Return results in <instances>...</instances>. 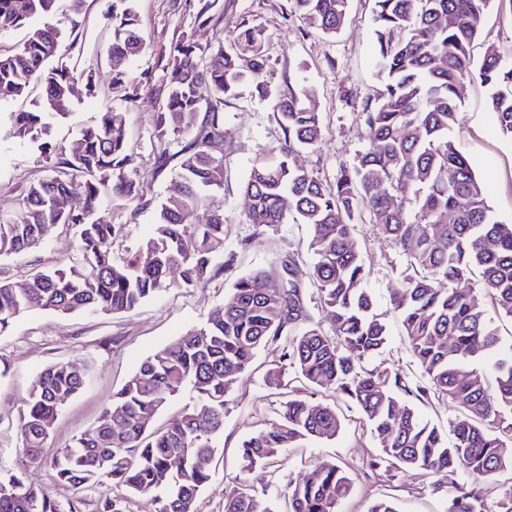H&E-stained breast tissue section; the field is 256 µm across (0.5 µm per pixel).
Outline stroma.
<instances>
[{"instance_id":"1","label":"stroma","mask_w":512,"mask_h":512,"mask_svg":"<svg viewBox=\"0 0 512 512\" xmlns=\"http://www.w3.org/2000/svg\"><path fill=\"white\" fill-rule=\"evenodd\" d=\"M197 0H134L141 28L149 44L142 55L125 62L120 84H113L115 70L109 54L112 44V0H60L52 16L34 17L31 27H56L63 44L72 45V59L93 65L95 90L77 85L74 117L53 122L51 143L73 149L82 125L94 123L105 107L123 112L128 135L144 177L147 197L158 199L171 186L169 173H156L158 145L156 111L164 98L165 66L171 46L182 32L192 33L201 45L231 41L242 25L264 29L268 58L265 79L272 91L284 93L305 87L314 90V105L322 123L317 148L294 154L297 166L323 183L331 184L342 165L353 162L370 148L365 127L356 117L364 103L376 96L378 46L374 35L373 0H349L348 16L335 35L308 31L291 14L288 0H218L215 16L207 26L195 22ZM496 46L512 61V13L490 0L479 32L470 45L474 61H481L488 46ZM488 89L480 81L468 83L462 105L457 144L485 185L489 206L503 222L512 223V141L497 129L487 109ZM33 99L0 102V214L17 210L30 183L51 174V162L23 141L10 135L11 115L34 110ZM224 188L209 203L224 214V266L205 285L193 289L161 291L141 307L122 314L58 316L33 312L23 316L11 332L0 336V473L13 472L19 459L16 422L37 375L46 367L79 361L88 366L82 392L61 408L47 444L48 451L66 448L87 433L102 408L111 401L141 361L158 347L185 331L203 324L224 303V297L241 276L263 272L273 286L283 283L281 261L298 256L309 265L306 225L288 223L278 231L255 234L247 224L248 205L242 192L252 165L271 157L284 140L273 114L272 100L258 96L251 83L242 84L236 97L224 102ZM112 221L121 230L113 243L116 257L128 259L152 229L153 209L113 210ZM356 238L370 272L363 283L373 295L376 309L390 326L382 353L368 359L367 369L397 373L410 380L421 371L406 349L402 328L392 306L401 283L406 259L379 236L368 219L358 221ZM74 227L58 226L52 236L19 256L0 258V277L18 279L59 266L73 253ZM282 347L261 348L251 368L229 396L224 411L220 453L211 464L213 477L197 499V512H224V500L240 487L237 453L241 443L277 419L281 395L266 382V372L279 363ZM291 390L313 402L335 407L341 429L334 439L305 441L302 447L283 449L275 458L273 474L279 486L301 478L315 466L334 464L351 480V491L339 512H370L374 502L391 501L397 512H444L455 491L456 478H437L413 471H385L373 466L380 450L363 415L341 397L317 392L299 382ZM30 481L58 502L63 512H102L104 497L123 498L124 512H151L149 501L122 495L105 486L76 490L56 482L45 466L28 471Z\"/></svg>"}]
</instances>
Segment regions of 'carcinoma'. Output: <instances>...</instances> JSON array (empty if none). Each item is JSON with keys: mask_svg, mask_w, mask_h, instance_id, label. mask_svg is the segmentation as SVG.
Here are the masks:
<instances>
[{"mask_svg": "<svg viewBox=\"0 0 512 512\" xmlns=\"http://www.w3.org/2000/svg\"><path fill=\"white\" fill-rule=\"evenodd\" d=\"M58 0H0V33L25 27ZM218 0H198L195 23L212 20ZM490 0H374L382 89L358 118L373 147L341 168L336 182L320 179L291 161L297 148L322 139L313 92L272 93L264 80L265 31L245 25L229 43L203 46L190 34L177 39L166 67L165 98L157 106L163 141L156 172L169 169L171 189L154 205L155 223L137 253L118 260L112 244L119 227L114 208L148 204L130 143L125 115L106 108L97 123L80 129L78 148L67 153L47 136L51 118L71 115V89L93 74L69 62L53 27L30 31L8 55H0V101L43 91L39 109L15 115L13 135L39 153L57 157L53 175L25 190L18 210L0 216V257L19 256L47 240L60 224L77 229L74 253L62 266L18 281L0 279V335L33 311L59 316L122 313L169 288H196L222 269L224 214L208 198L224 187V99L245 81L273 98L285 142L277 154L254 164L243 185L248 223L256 233L292 220L308 225L314 262L282 261L279 288L262 272L240 277L224 306L207 321L148 356L112 396L94 428L69 448L45 455L61 407L83 390L87 374L77 362L45 368L20 410L21 456L45 464L55 480L72 488L111 483L149 499L153 512H197L201 489L212 479L211 462L224 428V407L260 348L282 344L281 358L305 385L341 393L358 408L377 439L386 470L424 475L462 473L474 481L512 473V340L504 342L475 295L478 276L498 315L512 320V224L499 221L485 188L454 131L466 83L489 90L488 109L512 140V63L487 47L474 63L470 44ZM349 0H290L291 11L310 28L336 34ZM147 47L131 7L112 9V63L118 67ZM209 86V96L200 94ZM204 113L194 129L189 119ZM453 180H448V172ZM78 197L77 207L59 206ZM367 213L378 234L407 260L393 306L411 357L426 384L409 386L399 374L364 367L385 348L388 328L361 287L365 259L355 221ZM317 285L331 328L312 320L304 304L306 282ZM285 366L268 383L285 389L279 419L243 441L242 487L224 500V512H275L279 485L258 492L248 478L283 448L306 438L332 439L340 429L336 408L312 404L286 391ZM192 408L156 425L159 414L183 393ZM431 394L457 402L453 440L424 420L404 399ZM123 416L112 428V414ZM350 480L335 465H321L288 485V512H337ZM0 512H61L20 469L0 475ZM446 512H512V493L489 510L483 498L457 484Z\"/></svg>", "mask_w": 512, "mask_h": 512, "instance_id": "cac0c4a2", "label": "carcinoma"}]
</instances>
